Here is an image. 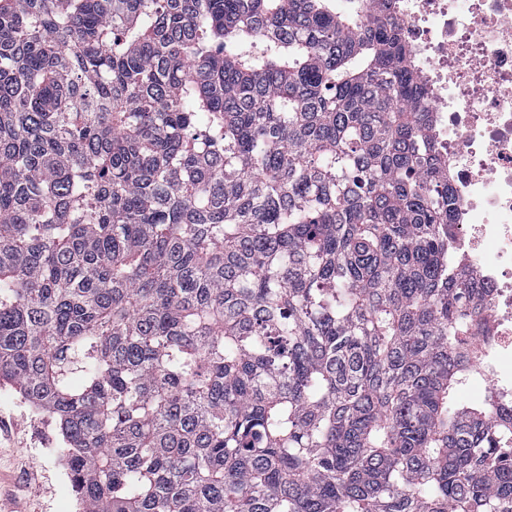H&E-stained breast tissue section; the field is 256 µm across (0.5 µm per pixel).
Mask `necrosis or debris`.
Returning a JSON list of instances; mask_svg holds the SVG:
<instances>
[{"mask_svg": "<svg viewBox=\"0 0 512 512\" xmlns=\"http://www.w3.org/2000/svg\"><path fill=\"white\" fill-rule=\"evenodd\" d=\"M448 165L457 245L489 289L482 379L512 406V0H396Z\"/></svg>", "mask_w": 512, "mask_h": 512, "instance_id": "1", "label": "necrosis or debris"}]
</instances>
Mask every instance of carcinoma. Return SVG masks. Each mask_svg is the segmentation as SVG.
<instances>
[{
    "label": "carcinoma",
    "mask_w": 512,
    "mask_h": 512,
    "mask_svg": "<svg viewBox=\"0 0 512 512\" xmlns=\"http://www.w3.org/2000/svg\"><path fill=\"white\" fill-rule=\"evenodd\" d=\"M392 2L0 0V381L79 512H512Z\"/></svg>",
    "instance_id": "carcinoma-1"
}]
</instances>
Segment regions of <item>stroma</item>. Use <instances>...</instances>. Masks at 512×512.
Wrapping results in <instances>:
<instances>
[{
  "label": "stroma",
  "mask_w": 512,
  "mask_h": 512,
  "mask_svg": "<svg viewBox=\"0 0 512 512\" xmlns=\"http://www.w3.org/2000/svg\"><path fill=\"white\" fill-rule=\"evenodd\" d=\"M0 489L20 512H78L64 468V444L54 422L11 386L0 385Z\"/></svg>",
  "instance_id": "stroma-1"
}]
</instances>
